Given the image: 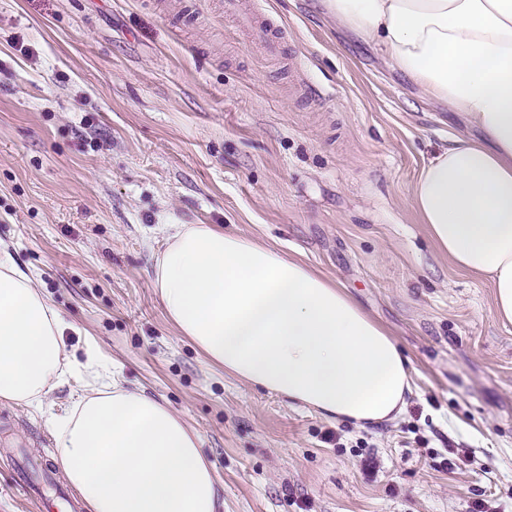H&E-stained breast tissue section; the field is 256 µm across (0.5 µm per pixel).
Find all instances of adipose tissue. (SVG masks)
<instances>
[{
    "instance_id": "adipose-tissue-1",
    "label": "adipose tissue",
    "mask_w": 512,
    "mask_h": 512,
    "mask_svg": "<svg viewBox=\"0 0 512 512\" xmlns=\"http://www.w3.org/2000/svg\"><path fill=\"white\" fill-rule=\"evenodd\" d=\"M330 18L462 113L423 166L413 208L461 271L487 277L512 324V0H326ZM154 266L166 314L225 374L335 421H393L411 390L390 331L299 259L209 224H169ZM69 324L0 248V404L41 406L70 372ZM55 459L88 512H219L201 439L112 377L53 419Z\"/></svg>"
}]
</instances>
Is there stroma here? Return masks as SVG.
Here are the masks:
<instances>
[{
  "mask_svg": "<svg viewBox=\"0 0 512 512\" xmlns=\"http://www.w3.org/2000/svg\"><path fill=\"white\" fill-rule=\"evenodd\" d=\"M0 0V244L71 329L78 370L42 407L0 405V512L75 491L49 420L95 361L182 415L220 512H512V324L413 209L463 118L391 70L322 0ZM165 224H210L304 260L390 329L407 406L365 429L229 377L169 322L153 283ZM461 464L447 470L451 456ZM224 9L226 13L238 16L241 23L249 29L253 40L264 43L272 51H277L279 47L277 38L270 34L266 26L254 23L252 12L247 8L246 2L226 0Z\"/></svg>",
  "mask_w": 512,
  "mask_h": 512,
  "instance_id": "1",
  "label": "stroma"
}]
</instances>
